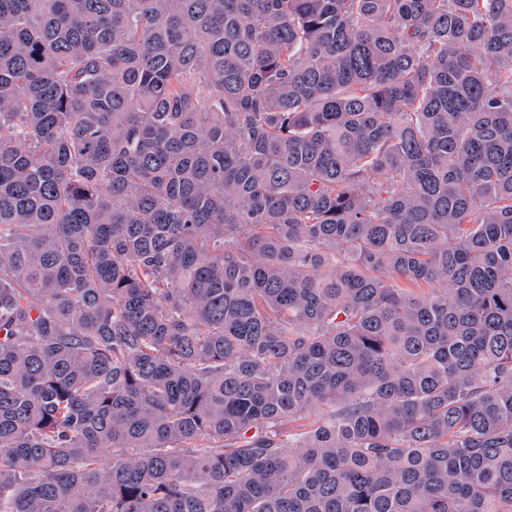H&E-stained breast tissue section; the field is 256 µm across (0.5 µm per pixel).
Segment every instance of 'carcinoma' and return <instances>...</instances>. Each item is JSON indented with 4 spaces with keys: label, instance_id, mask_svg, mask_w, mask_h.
<instances>
[{
    "label": "carcinoma",
    "instance_id": "carcinoma-1",
    "mask_svg": "<svg viewBox=\"0 0 512 512\" xmlns=\"http://www.w3.org/2000/svg\"><path fill=\"white\" fill-rule=\"evenodd\" d=\"M0 512H512V0H0Z\"/></svg>",
    "mask_w": 512,
    "mask_h": 512
}]
</instances>
